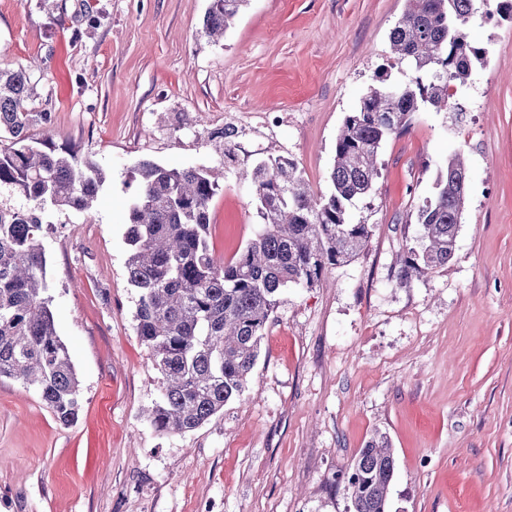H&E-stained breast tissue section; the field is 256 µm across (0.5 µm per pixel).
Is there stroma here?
Instances as JSON below:
<instances>
[{
	"label": "stroma",
	"instance_id": "1",
	"mask_svg": "<svg viewBox=\"0 0 512 512\" xmlns=\"http://www.w3.org/2000/svg\"><path fill=\"white\" fill-rule=\"evenodd\" d=\"M210 4L0 0V66L32 67L27 109L50 115L32 134L106 176L92 214L52 213L67 232L42 236L79 417L61 425L0 379V512H346L338 476L378 431L390 512H512V20L497 15L467 27L481 59L449 111L384 142L350 210L368 246L288 289L243 395L186 434L147 421L160 381L125 278L135 165L223 169L210 214L229 260L260 222L241 169L280 154L326 195L344 117L379 75H411L390 40L406 0H248L216 41ZM227 127L231 161L213 150ZM454 153L470 175L455 255L396 287L411 216Z\"/></svg>",
	"mask_w": 512,
	"mask_h": 512
}]
</instances>
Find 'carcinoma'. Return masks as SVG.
<instances>
[{
	"label": "carcinoma",
	"mask_w": 512,
	"mask_h": 512,
	"mask_svg": "<svg viewBox=\"0 0 512 512\" xmlns=\"http://www.w3.org/2000/svg\"><path fill=\"white\" fill-rule=\"evenodd\" d=\"M247 0H211L205 33L224 35ZM391 32L400 62L415 76L407 83L378 77L348 113L336 139L332 189L315 197L296 163L269 156L245 167L262 220L230 262L211 241L210 202L218 177L212 170L169 168L151 160L135 166L137 190L129 207L125 275L138 295L135 330L160 376L161 394L149 412L161 435L192 432L240 397L259 358L268 322L284 291L312 288L324 271L355 258L372 236L369 224L350 222L355 202L373 192L379 153L392 134L409 127L427 106L448 108V81L460 86L478 57L463 28L496 4L512 19V0H407ZM31 73L0 68V185L32 203L0 205V379L32 389L57 422L73 424L81 410L80 384L57 335L47 294L44 206L85 213L104 173L92 160L29 134L47 115L27 111ZM235 133L216 136L215 151L235 158ZM464 159L448 158L434 197L417 211V236L398 261L395 282L412 284L448 265L467 200ZM394 460L386 436L376 433L345 476L349 512H389Z\"/></svg>",
	"instance_id": "carcinoma-1"
}]
</instances>
